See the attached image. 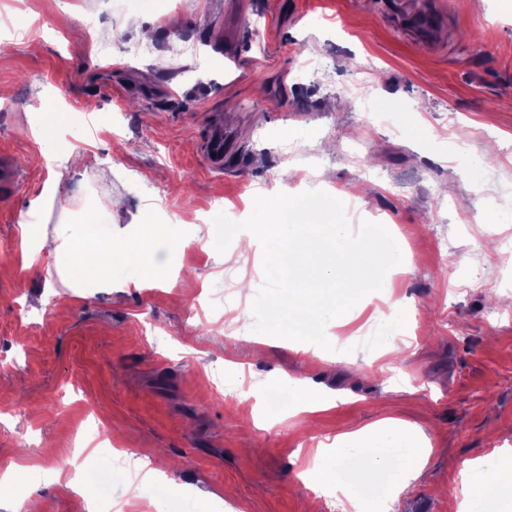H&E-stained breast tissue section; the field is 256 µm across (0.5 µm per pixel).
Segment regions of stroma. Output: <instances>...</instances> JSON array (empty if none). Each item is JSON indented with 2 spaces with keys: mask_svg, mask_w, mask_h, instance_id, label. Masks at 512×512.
I'll list each match as a JSON object with an SVG mask.
<instances>
[{
  "mask_svg": "<svg viewBox=\"0 0 512 512\" xmlns=\"http://www.w3.org/2000/svg\"><path fill=\"white\" fill-rule=\"evenodd\" d=\"M385 2L50 0L23 28L0 0V472L24 467L0 480L8 512H87L103 496L132 512H328L301 478L310 449L385 421L432 450L389 512H448L467 461L512 476V263L469 249L512 239V162L493 163L512 140V0H445L432 50ZM66 9L96 30L59 24ZM134 18L157 34L136 58L123 51ZM308 56L327 70L297 80ZM218 121L237 135L220 177L202 151ZM42 148L49 163L23 166ZM54 181L78 204L119 202V235L135 218L173 225L163 287H135L133 260L108 288L69 287L45 251L24 268L18 224ZM306 190L354 202L351 233L383 220L413 242L381 291L327 324L330 352L257 346L250 312L225 317L221 297L260 271L261 248L202 247L218 208ZM388 298L399 307L381 308ZM285 376L330 406L299 411L286 389L269 412L263 389ZM95 416L108 441H89ZM120 446L149 451L167 480L133 482ZM87 467L106 492L52 480Z\"/></svg>",
  "mask_w": 512,
  "mask_h": 512,
  "instance_id": "1",
  "label": "stroma"
}]
</instances>
